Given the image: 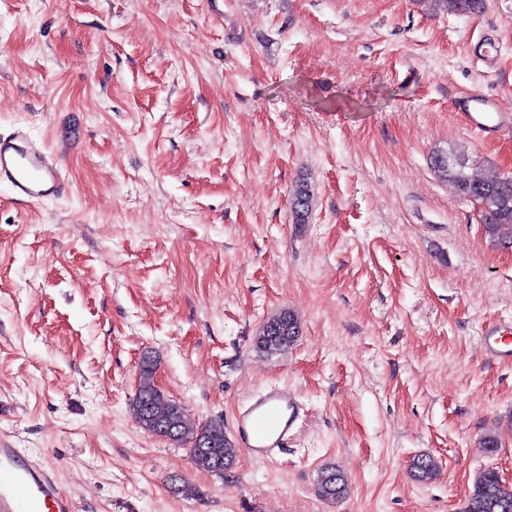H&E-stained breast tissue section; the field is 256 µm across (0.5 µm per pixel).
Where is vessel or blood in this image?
<instances>
[{
    "label": "vessel or blood",
    "mask_w": 512,
    "mask_h": 512,
    "mask_svg": "<svg viewBox=\"0 0 512 512\" xmlns=\"http://www.w3.org/2000/svg\"><path fill=\"white\" fill-rule=\"evenodd\" d=\"M472 128L501 127V114L492 98L465 94L455 99ZM0 183L16 198L39 203L64 195L68 182L62 162L25 130L0 136ZM485 353L497 361L512 360V328L492 324L483 336ZM301 418L296 394L271 386L251 396L234 418L233 435L238 446L256 457L274 458L286 447ZM0 512H76L74 500L60 491L51 472L34 462L25 450L0 440Z\"/></svg>",
    "instance_id": "obj_1"
}]
</instances>
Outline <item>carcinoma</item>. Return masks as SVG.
Instances as JSON below:
<instances>
[{"mask_svg": "<svg viewBox=\"0 0 512 512\" xmlns=\"http://www.w3.org/2000/svg\"><path fill=\"white\" fill-rule=\"evenodd\" d=\"M436 10L459 16L483 13L487 0H431ZM438 175L451 180L460 197L480 205L479 223L488 241L499 248L512 249V178L484 179L468 172L469 156L465 150L452 147L432 157ZM313 190L302 180L291 197L293 223L308 222ZM300 326L295 316L282 311L267 319L255 338L258 351L272 355L287 351L298 340ZM155 363L146 356L140 364V385L135 397L136 418L140 428L173 442L189 445L194 463L205 470H230L238 449L224 433V427L213 421L196 422L184 405L169 398L153 380ZM414 476L426 481L436 475L437 461L420 455L412 462ZM315 490L319 497L336 501L348 491L346 476L333 466L322 468ZM465 512H512V484H505L492 470H483L475 477Z\"/></svg>", "mask_w": 512, "mask_h": 512, "instance_id": "carcinoma-1", "label": "carcinoma"}]
</instances>
